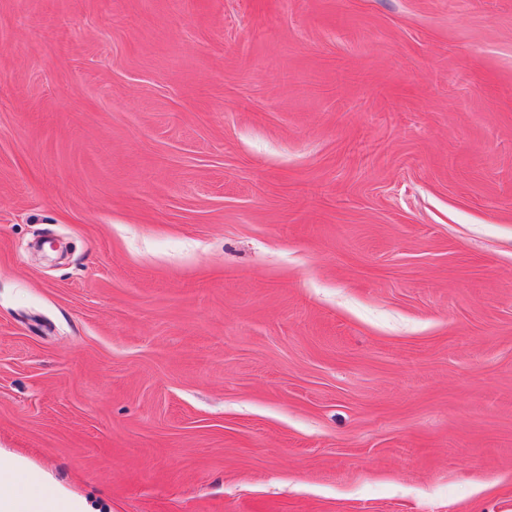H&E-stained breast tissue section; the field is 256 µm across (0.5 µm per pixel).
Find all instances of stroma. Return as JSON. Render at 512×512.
Returning <instances> with one entry per match:
<instances>
[{"mask_svg": "<svg viewBox=\"0 0 512 512\" xmlns=\"http://www.w3.org/2000/svg\"><path fill=\"white\" fill-rule=\"evenodd\" d=\"M0 448L94 512H512V0H0Z\"/></svg>", "mask_w": 512, "mask_h": 512, "instance_id": "stroma-1", "label": "stroma"}]
</instances>
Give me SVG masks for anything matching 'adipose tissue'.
Wrapping results in <instances>:
<instances>
[{
    "label": "adipose tissue",
    "mask_w": 512,
    "mask_h": 512,
    "mask_svg": "<svg viewBox=\"0 0 512 512\" xmlns=\"http://www.w3.org/2000/svg\"><path fill=\"white\" fill-rule=\"evenodd\" d=\"M0 512H89V505L64 489L48 490L22 461L0 459Z\"/></svg>",
    "instance_id": "1"
}]
</instances>
